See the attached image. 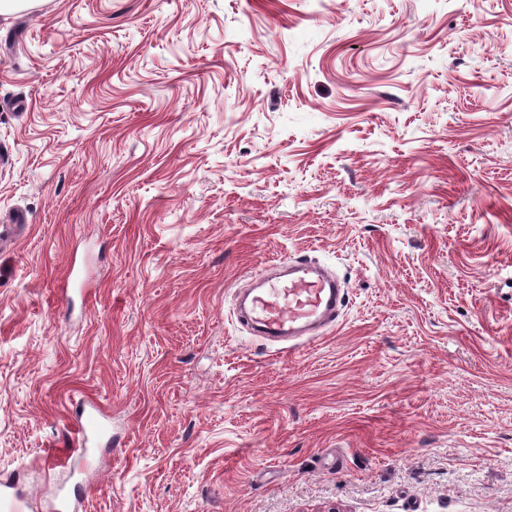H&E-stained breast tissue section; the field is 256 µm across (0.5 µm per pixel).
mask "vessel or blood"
Instances as JSON below:
<instances>
[{"label":"vessel or blood","instance_id":"obj_1","mask_svg":"<svg viewBox=\"0 0 512 512\" xmlns=\"http://www.w3.org/2000/svg\"><path fill=\"white\" fill-rule=\"evenodd\" d=\"M344 288L326 268L294 262L284 273L267 274L244 309L245 324L266 339L295 338L333 326L339 315ZM77 422L82 448L99 438L104 412L96 401H80Z\"/></svg>","mask_w":512,"mask_h":512}]
</instances>
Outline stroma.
<instances>
[{
  "label": "stroma",
  "mask_w": 512,
  "mask_h": 512,
  "mask_svg": "<svg viewBox=\"0 0 512 512\" xmlns=\"http://www.w3.org/2000/svg\"><path fill=\"white\" fill-rule=\"evenodd\" d=\"M347 284L290 346L235 308ZM81 269L69 296V263ZM111 444L84 467L79 399ZM0 512H512V0L0 12ZM244 308L243 322L268 340L305 336L333 326L344 288L326 268L292 262L287 273L267 274Z\"/></svg>",
  "instance_id": "35a3bbf8"
}]
</instances>
